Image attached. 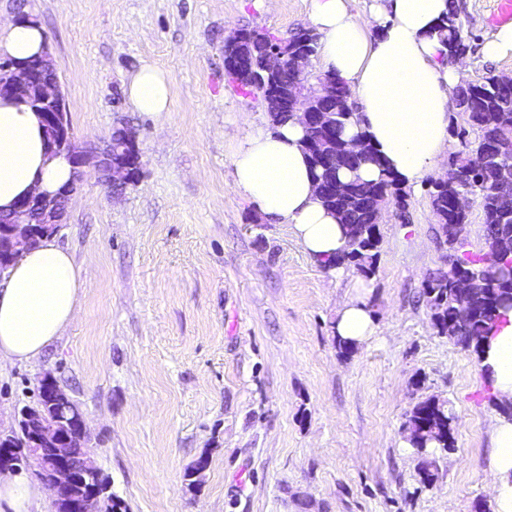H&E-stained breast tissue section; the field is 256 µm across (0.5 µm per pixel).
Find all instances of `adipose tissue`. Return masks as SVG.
<instances>
[{"mask_svg": "<svg viewBox=\"0 0 512 512\" xmlns=\"http://www.w3.org/2000/svg\"><path fill=\"white\" fill-rule=\"evenodd\" d=\"M448 7V0H372L358 21L349 0H308L320 66L356 96L357 118L344 136L365 135L379 158L362 166L364 180H377L386 167L403 185L418 186L450 147L449 115L466 71L446 63L433 33ZM44 46L37 25L18 20L0 28V53L15 60L40 54ZM126 94L139 112L171 106L168 78L150 64L130 78ZM303 138L296 118L249 130L232 158L234 187L270 223L290 225L304 251L325 261L344 251L346 236L319 198ZM71 178L69 161L47 153L37 114L19 99H0V211L12 210L29 193L56 192ZM81 286L79 268L54 239L20 251L0 280V369L45 354L74 319ZM356 288L338 311L336 334L361 344L375 336L376 323L363 299L366 282ZM478 369L495 398L512 403V309L502 311L483 342ZM489 439L494 512H512V416H496ZM43 496V488L23 475L0 476V512H31Z\"/></svg>", "mask_w": 512, "mask_h": 512, "instance_id": "obj_1", "label": "adipose tissue"}]
</instances>
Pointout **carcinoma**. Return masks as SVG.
<instances>
[{
  "mask_svg": "<svg viewBox=\"0 0 512 512\" xmlns=\"http://www.w3.org/2000/svg\"><path fill=\"white\" fill-rule=\"evenodd\" d=\"M447 56L467 53L469 46L457 25V9L450 3L448 15L436 27ZM241 42L237 52L250 57L258 71H263L266 50L272 33L255 28L239 30ZM229 81L257 97L274 124L291 118L273 92L253 80H244L226 71ZM336 85V97L319 102L330 113V124L315 139L305 135L304 147L316 181L329 187L320 194L324 206L333 211L344 225L348 239L346 251L336 258V265H352L365 277L376 274L380 232L376 226L378 209L384 197L402 204L403 187L396 177L383 172L380 180H362L358 171L367 162H379L370 145L362 144L361 153L346 166H338L329 155L347 151L352 143L343 138L344 130L354 118L355 105L344 102L349 86L331 74H324ZM456 113L465 117L466 126H450V133L461 140L463 149L448 157V181H429V201L436 218L435 236L440 248L454 256L456 268L438 269L425 280L422 295L432 310L434 326L442 334L468 342L473 350L488 335L502 309L512 307V197L495 190V181H512V83L489 75L477 84L461 88L456 99ZM347 172L343 182L339 173ZM475 197L483 214L484 251L460 252L462 241L456 237V225L469 221V211L457 207L460 198ZM463 270L473 280L466 296L453 287V277ZM455 417L447 406L435 399L416 404L406 422L410 442L417 453L426 456L430 447L455 450Z\"/></svg>",
  "mask_w": 512,
  "mask_h": 512,
  "instance_id": "cac0c4a2",
  "label": "carcinoma"
}]
</instances>
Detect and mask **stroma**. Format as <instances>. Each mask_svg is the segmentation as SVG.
Here are the masks:
<instances>
[{
  "instance_id": "1",
  "label": "stroma",
  "mask_w": 512,
  "mask_h": 512,
  "mask_svg": "<svg viewBox=\"0 0 512 512\" xmlns=\"http://www.w3.org/2000/svg\"><path fill=\"white\" fill-rule=\"evenodd\" d=\"M455 2L467 82L512 76V55L483 54L497 0ZM24 16L45 33L75 142L128 124L141 169L117 195L86 168L56 236L81 270L78 310L42 358L0 371V427L54 378L127 512H493L499 408L422 295L443 263L426 186L406 191L408 223L382 211L365 295L377 334L347 355L335 325L359 271L333 275L234 189L235 145L270 117L228 82L224 44L242 27L307 28L305 0H0L1 24ZM145 63L167 73L170 111L129 101ZM432 397L456 448L431 454L426 485L404 424Z\"/></svg>"
}]
</instances>
